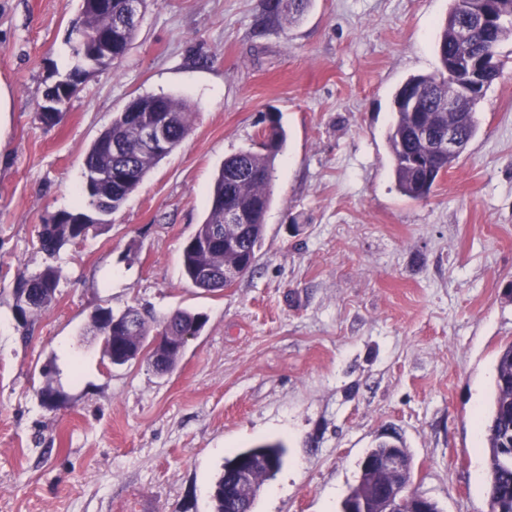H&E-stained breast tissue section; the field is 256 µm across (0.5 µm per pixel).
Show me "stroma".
Here are the masks:
<instances>
[{
  "mask_svg": "<svg viewBox=\"0 0 512 512\" xmlns=\"http://www.w3.org/2000/svg\"><path fill=\"white\" fill-rule=\"evenodd\" d=\"M450 4L311 0L285 26L265 0H150L117 71L47 125L80 0H0V512H213L226 458L277 442L253 512H339L364 452L395 436L412 489L488 512L477 421L512 342V39L427 201L399 193L387 144L397 89L438 66ZM151 94L188 101L191 134L110 223L48 257L37 231L77 209L85 149ZM274 117L286 144L255 266L194 287L181 253L215 173ZM49 264L56 300L20 326L12 288ZM130 306L208 322L160 376L143 356L110 365L90 333L95 309Z\"/></svg>",
  "mask_w": 512,
  "mask_h": 512,
  "instance_id": "obj_1",
  "label": "stroma"
}]
</instances>
